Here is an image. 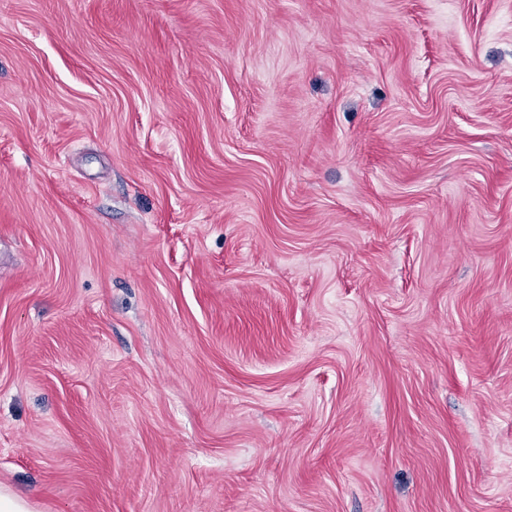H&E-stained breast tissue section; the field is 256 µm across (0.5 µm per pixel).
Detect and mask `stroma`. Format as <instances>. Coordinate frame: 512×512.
Wrapping results in <instances>:
<instances>
[{
  "label": "stroma",
  "mask_w": 512,
  "mask_h": 512,
  "mask_svg": "<svg viewBox=\"0 0 512 512\" xmlns=\"http://www.w3.org/2000/svg\"><path fill=\"white\" fill-rule=\"evenodd\" d=\"M0 487L512 512V0H0Z\"/></svg>",
  "instance_id": "obj_1"
}]
</instances>
